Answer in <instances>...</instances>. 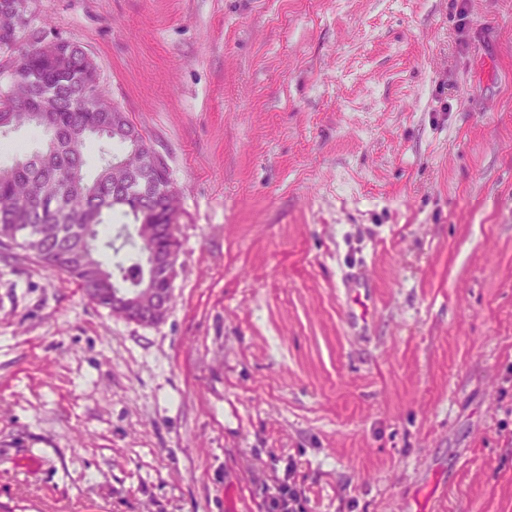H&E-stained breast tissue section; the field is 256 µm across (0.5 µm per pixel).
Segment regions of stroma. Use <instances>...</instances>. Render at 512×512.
I'll list each match as a JSON object with an SVG mask.
<instances>
[{"label": "stroma", "instance_id": "1", "mask_svg": "<svg viewBox=\"0 0 512 512\" xmlns=\"http://www.w3.org/2000/svg\"><path fill=\"white\" fill-rule=\"evenodd\" d=\"M29 28L165 157L182 249L153 327L0 249V512H512V0Z\"/></svg>", "mask_w": 512, "mask_h": 512}]
</instances>
